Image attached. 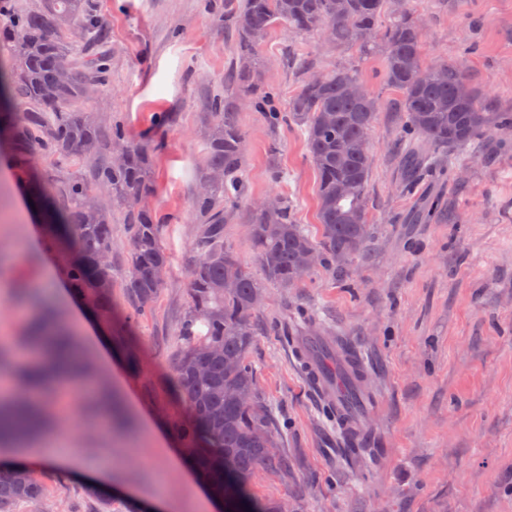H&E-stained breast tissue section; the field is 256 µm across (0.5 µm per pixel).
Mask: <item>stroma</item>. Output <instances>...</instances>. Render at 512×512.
<instances>
[{
    "mask_svg": "<svg viewBox=\"0 0 512 512\" xmlns=\"http://www.w3.org/2000/svg\"><path fill=\"white\" fill-rule=\"evenodd\" d=\"M97 2L110 73L88 107L131 139L149 141L147 202L164 225L172 265L148 315L125 325L127 237L113 224L110 310L88 297L67 304L65 316L87 336H106L112 391L133 430L120 437L122 455L73 419L60 437L85 468L110 459L117 486L133 490V499L115 497L111 512H129L133 500L150 502L161 491L174 512H214L198 481L171 463L181 451L172 427L186 407L171 390L170 359L180 344L197 233L190 204L208 120L200 102L223 93L235 41L224 32V0ZM411 7L423 20L424 64L465 61L475 89L511 110L512 0H412ZM290 50L325 69L352 68L378 101L368 186L374 234L343 267H315L291 288L263 284L249 359L288 470L259 469L252 492L288 512H512V147L480 149L402 189L400 94L385 81L382 56L334 50L318 35L274 27L262 46L261 86L282 109L299 83L285 61ZM239 122L246 135L241 208L283 195L320 243L318 175L300 126L269 124L246 107ZM436 197L438 220L406 222L411 209ZM68 262L43 233L1 144L0 332L19 359L29 357L21 336L38 310L19 300V281L71 289ZM340 339L360 351L371 395L366 419L376 452L355 468L327 409L338 361H328L318 386L299 358L313 343L332 349ZM131 357L137 367L128 366ZM30 470L45 488L46 512H99V494L67 473L39 462Z\"/></svg>",
    "mask_w": 512,
    "mask_h": 512,
    "instance_id": "35a3bbf8",
    "label": "stroma"
}]
</instances>
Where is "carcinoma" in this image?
Masks as SVG:
<instances>
[{
    "instance_id": "obj_1",
    "label": "carcinoma",
    "mask_w": 512,
    "mask_h": 512,
    "mask_svg": "<svg viewBox=\"0 0 512 512\" xmlns=\"http://www.w3.org/2000/svg\"><path fill=\"white\" fill-rule=\"evenodd\" d=\"M224 0V22L233 26L238 65L232 70L235 96L207 97L205 161L191 200L194 239L188 302L179 322L181 343L172 360V387L188 410L174 428L185 452L224 512H288L276 503H260L250 492L259 468L288 471L279 450L278 432L257 389L248 353L256 336L253 315L261 284L224 245V223L243 195L245 135L237 113L242 106L264 112L272 124L292 121L303 127L310 158L318 173V220L323 245L317 249L295 223L288 200L247 209L251 240L265 276L286 288L315 266H333L364 250L372 238L368 224V182L373 155L364 131L372 126L378 102L356 71L322 69L298 55L300 85L280 112L275 99L258 91L265 61L261 46L282 25L295 33L320 31L324 44L380 53L386 82L401 94L407 148L401 158L405 186L422 170L466 155L494 134L512 131V110L484 105L455 61L425 66L421 61L422 27L411 5L402 0ZM391 8V21L376 36L378 18ZM103 44L95 0H36L0 27V134L8 139L15 169L40 211L46 231L64 252L78 297L90 289L106 305L112 294V216L126 226L129 275L125 294L133 315L145 313L164 284L170 256L162 225L144 204L151 168L149 146L128 138L86 104L106 82L105 52L84 53L74 35ZM49 162L34 165L36 155ZM313 255L301 265L303 254ZM25 342L44 351L46 360L20 368L27 394L0 400V443L5 434L24 436L36 429L42 412L68 375L76 381L93 366L57 312L42 310L26 328ZM344 362L343 410L336 422L349 458L371 453L363 405L365 366L355 347L336 350ZM116 410L101 393L81 412L85 426L99 414ZM44 488L25 468L0 474V512L39 505Z\"/></svg>"
}]
</instances>
